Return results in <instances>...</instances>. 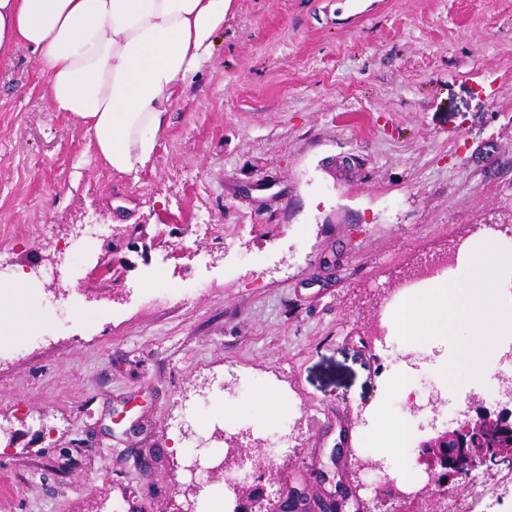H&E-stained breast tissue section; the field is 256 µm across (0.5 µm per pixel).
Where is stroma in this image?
<instances>
[{"label": "stroma", "instance_id": "35a3bbf8", "mask_svg": "<svg viewBox=\"0 0 512 512\" xmlns=\"http://www.w3.org/2000/svg\"><path fill=\"white\" fill-rule=\"evenodd\" d=\"M481 224L512 226V0H232L132 174L19 46L0 60V283L26 272L32 320L0 337V512H179L218 428L287 440L272 493L329 465L335 410L360 457L377 415L417 442L453 425L491 383L440 375L450 338L415 343L411 371L370 330Z\"/></svg>", "mask_w": 512, "mask_h": 512}]
</instances>
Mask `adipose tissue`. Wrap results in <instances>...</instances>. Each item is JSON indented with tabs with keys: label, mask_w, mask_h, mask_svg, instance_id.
<instances>
[{
	"label": "adipose tissue",
	"mask_w": 512,
	"mask_h": 512,
	"mask_svg": "<svg viewBox=\"0 0 512 512\" xmlns=\"http://www.w3.org/2000/svg\"><path fill=\"white\" fill-rule=\"evenodd\" d=\"M232 0H0V59L28 46L56 111L84 128L99 158L129 174L151 160L187 78L209 54ZM387 428L404 484L417 465L405 423Z\"/></svg>",
	"instance_id": "obj_1"
}]
</instances>
